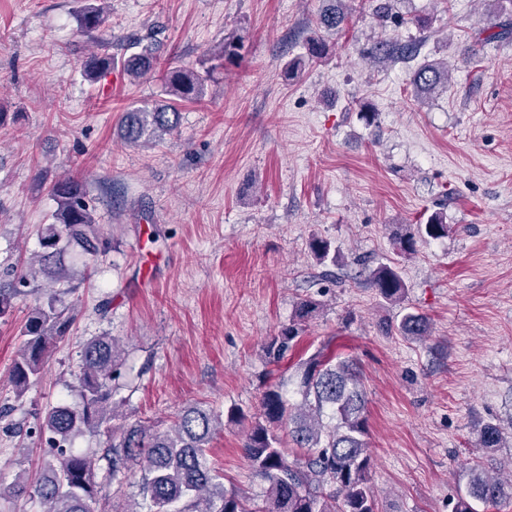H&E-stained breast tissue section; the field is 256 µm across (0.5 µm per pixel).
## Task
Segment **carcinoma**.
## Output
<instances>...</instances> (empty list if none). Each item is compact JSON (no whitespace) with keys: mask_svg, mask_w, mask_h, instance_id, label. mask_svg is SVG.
<instances>
[{"mask_svg":"<svg viewBox=\"0 0 512 512\" xmlns=\"http://www.w3.org/2000/svg\"><path fill=\"white\" fill-rule=\"evenodd\" d=\"M105 0L88 3L81 10L80 26L85 33L100 29L106 22ZM308 39L306 59L296 58L284 67V76L293 79L304 63L325 60L329 44L321 32L336 33L352 20L351 0H328ZM378 20L396 27L412 24L420 29L426 21L406 17L396 10L395 0H379ZM137 52L118 58L104 53L84 64L90 82L120 69L130 81L138 82L159 74L165 104L130 105L122 114L119 129L124 143L139 146L170 135L178 129L179 102H201L210 76L193 67L174 66L161 60L155 43L138 41ZM244 37L233 31L212 53L221 65H232L242 57ZM420 42L378 41L373 52L387 59L408 62L419 54ZM448 64L429 61L410 74L415 97L422 99L448 90ZM56 203L52 223L40 237L41 250L22 267L0 272V319L12 315L15 300L28 294L35 278L49 287L46 299L29 308L21 329L23 344L14 359L11 384L20 399L41 379L44 364L54 345L70 331L76 304H63L57 287L75 290L74 267L68 255L79 252L95 257L110 248V241L95 221L93 198L85 185L70 176L56 179L51 186ZM450 227L442 213L431 214L416 224L399 241L405 258L416 252V243L448 236ZM311 249L318 260L339 262L330 242L316 239ZM371 287L386 303L405 301V285L398 262L378 264L369 273ZM318 309L310 297L297 304L296 322L283 326L264 344L267 360L278 364L296 345L302 323ZM402 336L423 339L430 335L428 318L407 311L395 325ZM119 341L108 334L94 336L82 347L77 374L81 405L72 408L58 403L41 416L38 434L49 447L42 474L35 480L20 473L0 496L25 499L39 506L38 512H94L93 504L103 491L97 480L93 459L72 448V439L81 433L106 437L102 459L107 462L106 478L122 482L126 472L138 467L141 503L119 512H377L375 491L369 483L372 455L368 448L366 392L356 364L318 350L298 364L303 400L288 403L280 386L270 384L263 391L259 416L252 424L242 453L251 471L267 483V492L256 501L235 489L224 488L217 480L207 455L213 436L224 427L222 414L201 405L182 407L169 430H158L142 421L133 422L114 435V396L123 376L125 359L118 352ZM512 441V429L487 422L478 426L476 447L491 451ZM294 449L288 458L286 447ZM512 500V480L507 482L489 471V464L476 460L466 471L465 492L454 502L453 512H476L475 503L496 507Z\"/></svg>","mask_w":512,"mask_h":512,"instance_id":"cac0c4a2","label":"carcinoma"}]
</instances>
